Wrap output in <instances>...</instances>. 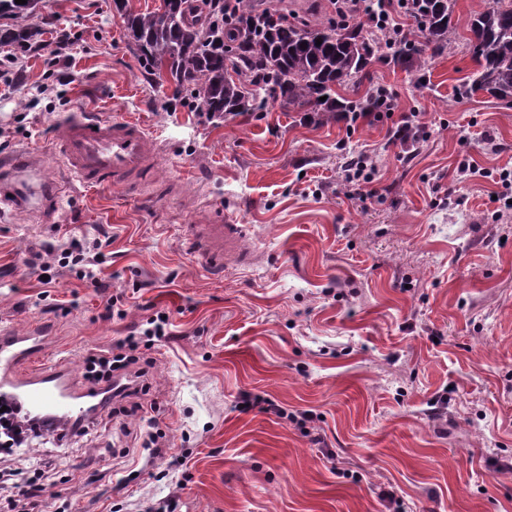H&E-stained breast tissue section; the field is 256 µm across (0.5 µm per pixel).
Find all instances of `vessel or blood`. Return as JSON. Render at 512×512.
Here are the masks:
<instances>
[{"label": "vessel or blood", "mask_w": 512, "mask_h": 512, "mask_svg": "<svg viewBox=\"0 0 512 512\" xmlns=\"http://www.w3.org/2000/svg\"><path fill=\"white\" fill-rule=\"evenodd\" d=\"M57 146L67 171L81 183L137 190L143 187L140 174L153 166L159 152L157 140L137 122L102 121L80 112L63 115ZM46 164V157L35 151L0 154V195L12 208L56 205L61 187L44 176ZM245 236L243 225L211 219L194 225L189 248L205 268L220 273L225 251L239 247ZM46 337L38 325L23 334L0 326V398L34 415L83 417L94 393L73 388L64 361L45 360ZM32 362L38 363V370L21 376V366Z\"/></svg>", "instance_id": "obj_1"}]
</instances>
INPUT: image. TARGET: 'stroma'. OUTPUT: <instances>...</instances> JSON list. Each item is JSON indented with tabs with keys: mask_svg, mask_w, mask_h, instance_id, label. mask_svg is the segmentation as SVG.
Returning <instances> with one entry per match:
<instances>
[{
	"mask_svg": "<svg viewBox=\"0 0 512 512\" xmlns=\"http://www.w3.org/2000/svg\"><path fill=\"white\" fill-rule=\"evenodd\" d=\"M487 3L456 0L454 47L424 84L379 51L339 87L354 98L382 84L418 113L429 136L410 153L388 142L390 119L349 135L328 115L304 122L274 92L262 113L206 121L143 73L114 0H47L14 17L43 46L16 61L0 48V153L54 155L65 112L132 118L161 144L157 178L181 191L145 205L50 166L54 223L0 215V325L53 324L47 357L74 382L87 352L156 312L171 321L135 397L166 454L145 448L136 415L63 445L35 439L0 463V512L37 470L45 512H158L167 499L175 512H388L386 491L405 512H512V471L497 466L512 459V199L489 178L454 181L465 159L512 168V109L460 93L477 67L466 23ZM62 28L73 41L58 54ZM343 139L377 166L359 199L341 181ZM204 201L246 226L250 264L213 276L187 251ZM101 237L96 281L65 269L38 280L51 249ZM110 296L123 317L102 318Z\"/></svg>",
	"mask_w": 512,
	"mask_h": 512,
	"instance_id": "1",
	"label": "stroma"
}]
</instances>
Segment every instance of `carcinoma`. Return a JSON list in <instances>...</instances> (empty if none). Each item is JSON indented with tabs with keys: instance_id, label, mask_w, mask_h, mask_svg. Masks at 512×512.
I'll return each instance as SVG.
<instances>
[{
	"instance_id": "obj_1",
	"label": "carcinoma",
	"mask_w": 512,
	"mask_h": 512,
	"mask_svg": "<svg viewBox=\"0 0 512 512\" xmlns=\"http://www.w3.org/2000/svg\"><path fill=\"white\" fill-rule=\"evenodd\" d=\"M40 3L0 0V17L34 12ZM236 11L233 39L224 32V0H209L197 19L190 0H161L146 13L127 11L130 49L145 74L166 79L191 109L210 117L261 110L271 86L300 112L386 111L383 87L356 99L336 95V87L357 77L375 55V41L328 22L266 26L249 0H239ZM452 12L453 0H414L411 14L424 40L394 52L393 63L417 74L451 49ZM467 31L478 69L466 91H484L512 105V0H491L469 18ZM38 34L37 27H0V47H25Z\"/></svg>"
}]
</instances>
